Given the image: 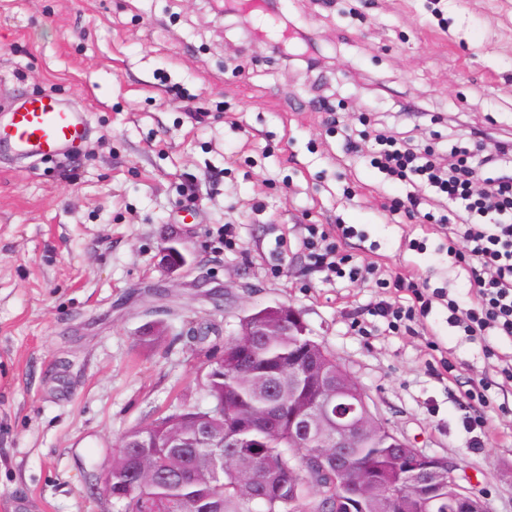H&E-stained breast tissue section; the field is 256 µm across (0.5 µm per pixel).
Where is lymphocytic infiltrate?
I'll use <instances>...</instances> for the list:
<instances>
[{
	"label": "lymphocytic infiltrate",
	"mask_w": 512,
	"mask_h": 512,
	"mask_svg": "<svg viewBox=\"0 0 512 512\" xmlns=\"http://www.w3.org/2000/svg\"><path fill=\"white\" fill-rule=\"evenodd\" d=\"M468 144L456 148L448 164H441L430 149L407 140L379 135L373 152L380 170L393 181L407 185L405 198L397 200L406 214L420 213L423 199L419 187H429L446 199L448 212L439 224L449 241L459 243L457 255L471 285V305L463 309L446 302L445 292L432 291L414 278L397 280L411 302L396 306L381 300L371 308L398 329L417 318L427 317L434 303H447L448 320L472 340L489 336L512 339V176L501 167L512 164V142L493 139L477 126L461 131ZM304 243L312 265L328 269L337 277L359 281L374 274L370 265L354 264L341 253L328 233L310 230Z\"/></svg>",
	"instance_id": "1"
}]
</instances>
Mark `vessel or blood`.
Segmentation results:
<instances>
[{
	"label": "vessel or blood",
	"instance_id": "obj_1",
	"mask_svg": "<svg viewBox=\"0 0 512 512\" xmlns=\"http://www.w3.org/2000/svg\"><path fill=\"white\" fill-rule=\"evenodd\" d=\"M84 111L50 96L15 101L9 121L0 126V143L20 157H53L73 151L87 139Z\"/></svg>",
	"mask_w": 512,
	"mask_h": 512
}]
</instances>
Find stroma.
<instances>
[{"label":"stroma","mask_w":512,"mask_h":512,"mask_svg":"<svg viewBox=\"0 0 512 512\" xmlns=\"http://www.w3.org/2000/svg\"><path fill=\"white\" fill-rule=\"evenodd\" d=\"M323 58L273 51L213 0H0V124L17 95L84 110L77 155L24 160L0 145V512H120L103 482L122 436L207 407V361L243 310L297 309L399 437L458 462L488 512H512V385L500 358L434 305L409 332L367 309L404 292L327 276L310 224L383 277L411 273L467 303L443 234L392 213L403 187L347 154L381 129L446 154L456 126L512 140V0H282ZM417 102L420 123L398 102ZM179 234L185 264L161 245ZM359 320L366 335L351 328ZM214 326L206 340L195 327ZM154 344H145V337ZM492 383L502 411L473 447L462 396Z\"/></svg>","instance_id":"35a3bbf8"}]
</instances>
